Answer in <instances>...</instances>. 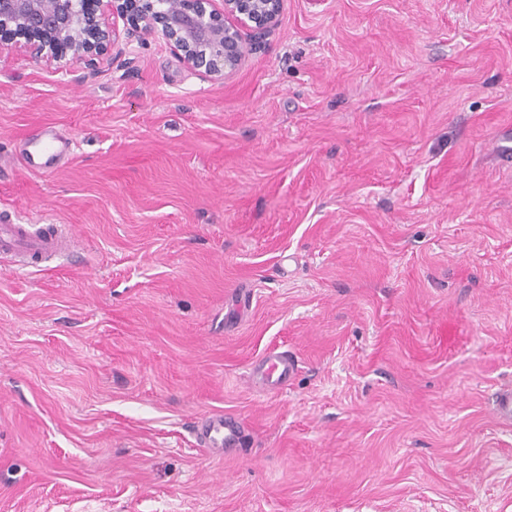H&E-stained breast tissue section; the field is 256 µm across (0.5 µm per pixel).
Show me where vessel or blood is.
<instances>
[{"instance_id": "obj_1", "label": "vessel or blood", "mask_w": 512, "mask_h": 512, "mask_svg": "<svg viewBox=\"0 0 512 512\" xmlns=\"http://www.w3.org/2000/svg\"><path fill=\"white\" fill-rule=\"evenodd\" d=\"M61 147L57 138L42 133L31 138L18 161L31 172L52 167ZM73 238L55 224L29 229L25 224H0V257L15 258L19 265L36 266L71 251ZM297 374L294 356L286 350L274 349L256 360L249 378L254 386L270 392L283 390ZM195 438L199 446L212 450L241 448L246 443L241 420L228 414H213L198 421Z\"/></svg>"}]
</instances>
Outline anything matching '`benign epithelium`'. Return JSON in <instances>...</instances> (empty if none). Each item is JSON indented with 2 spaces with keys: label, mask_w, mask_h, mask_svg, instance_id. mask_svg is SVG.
Listing matches in <instances>:
<instances>
[{
  "label": "benign epithelium",
  "mask_w": 512,
  "mask_h": 512,
  "mask_svg": "<svg viewBox=\"0 0 512 512\" xmlns=\"http://www.w3.org/2000/svg\"><path fill=\"white\" fill-rule=\"evenodd\" d=\"M0 0V41L24 45L57 71L84 65L96 71L117 36L160 35L188 67L221 78L239 68L245 54L265 48L278 25L283 0Z\"/></svg>",
  "instance_id": "1"
}]
</instances>
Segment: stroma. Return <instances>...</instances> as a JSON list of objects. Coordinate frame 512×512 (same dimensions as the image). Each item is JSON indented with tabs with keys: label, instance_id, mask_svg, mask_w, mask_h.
I'll use <instances>...</instances> for the list:
<instances>
[{
	"label": "stroma",
	"instance_id": "obj_1",
	"mask_svg": "<svg viewBox=\"0 0 512 512\" xmlns=\"http://www.w3.org/2000/svg\"><path fill=\"white\" fill-rule=\"evenodd\" d=\"M50 124L0 171L78 241L0 262V512H512V0H284L221 78L0 47V149ZM62 143L64 147L69 148L72 141L69 139L51 137L46 130H44L35 137L29 139L27 142V149L24 153L18 156L20 165L31 172L46 171L53 165V161L57 154L61 151ZM297 369L296 360L288 350L274 349L253 363L249 378L255 387L277 392L288 387ZM195 438L203 448H243L246 443L241 420L224 414L205 416L195 426Z\"/></svg>",
	"mask_w": 512,
	"mask_h": 512
}]
</instances>
